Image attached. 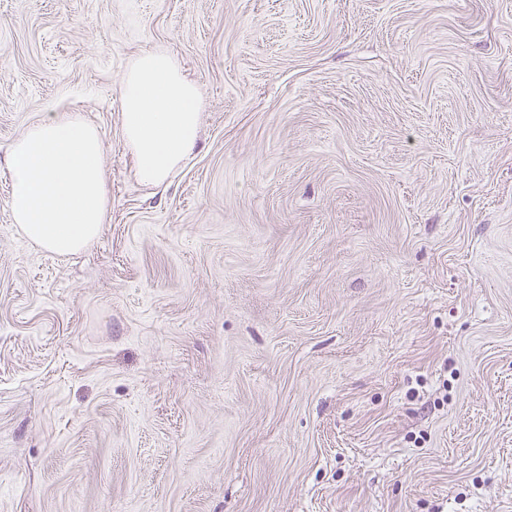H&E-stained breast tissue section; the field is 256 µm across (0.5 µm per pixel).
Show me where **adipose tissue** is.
<instances>
[{
  "mask_svg": "<svg viewBox=\"0 0 512 512\" xmlns=\"http://www.w3.org/2000/svg\"><path fill=\"white\" fill-rule=\"evenodd\" d=\"M121 98L122 132L136 177L161 184L196 143L198 88L170 54L152 51L132 59ZM102 151L100 131L71 113L31 125L10 147L11 215L33 245L72 254L97 239L110 210Z\"/></svg>",
  "mask_w": 512,
  "mask_h": 512,
  "instance_id": "obj_1",
  "label": "adipose tissue"
}]
</instances>
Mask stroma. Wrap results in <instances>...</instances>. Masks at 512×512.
Here are the masks:
<instances>
[{"instance_id":"stroma-1","label":"stroma","mask_w":512,"mask_h":512,"mask_svg":"<svg viewBox=\"0 0 512 512\" xmlns=\"http://www.w3.org/2000/svg\"><path fill=\"white\" fill-rule=\"evenodd\" d=\"M68 112L112 211L57 256L5 157ZM0 512H512V0H0ZM121 126L146 185L163 183L189 155L199 131L198 88L165 51L135 56L121 87Z\"/></svg>"}]
</instances>
